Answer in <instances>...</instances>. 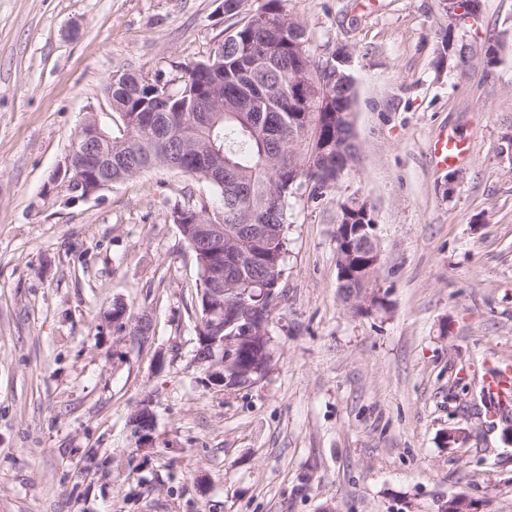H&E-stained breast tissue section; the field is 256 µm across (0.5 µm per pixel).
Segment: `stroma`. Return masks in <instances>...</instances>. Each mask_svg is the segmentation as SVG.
Returning <instances> with one entry per match:
<instances>
[{
    "label": "stroma",
    "instance_id": "obj_1",
    "mask_svg": "<svg viewBox=\"0 0 512 512\" xmlns=\"http://www.w3.org/2000/svg\"><path fill=\"white\" fill-rule=\"evenodd\" d=\"M263 0H0V512H512V445L479 420L512 365V0H481L443 57L439 0H287L323 60L352 57L358 146L322 196L288 200L274 359L227 394L195 358L199 270L171 213L206 182L154 170L88 200L47 191L103 86L129 65L178 81ZM500 61L487 68L489 42ZM469 144L455 184L438 134ZM374 208L376 301L338 290L347 199ZM140 340L110 320L113 301ZM155 444L135 447L141 403ZM471 428L463 447L449 429Z\"/></svg>",
    "mask_w": 512,
    "mask_h": 512
}]
</instances>
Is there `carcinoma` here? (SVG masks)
Listing matches in <instances>:
<instances>
[{
	"label": "carcinoma",
	"mask_w": 512,
	"mask_h": 512,
	"mask_svg": "<svg viewBox=\"0 0 512 512\" xmlns=\"http://www.w3.org/2000/svg\"><path fill=\"white\" fill-rule=\"evenodd\" d=\"M286 0H263L262 5L223 42L224 87L219 91L223 111L199 112L214 106L205 73H185L173 87L147 80L130 66L112 70V126L103 127L112 152V180L125 182L146 171L172 168L170 152L181 155L182 173L205 180L222 199L221 211L206 207L176 208L173 222L193 239L204 236L205 224L224 225V237L210 241L214 251H224L217 270L224 288L245 294L247 313L255 324L270 328L273 309L264 289L278 286L284 275L288 244V199L302 181L313 192L336 184L350 167V153L335 115L347 109L351 88L341 86L331 101L316 99L311 110L293 105L295 81L313 73L336 72L338 61L314 58L303 25L285 8ZM296 140V148L314 158V168L301 170L296 182L279 166ZM250 224H261L264 261L250 258L252 239L242 234ZM370 263L366 243L354 240L352 266ZM344 300L365 293L361 277L339 284ZM239 364L251 383L264 377L272 360V347L259 340L242 343Z\"/></svg>",
	"instance_id": "carcinoma-1"
}]
</instances>
